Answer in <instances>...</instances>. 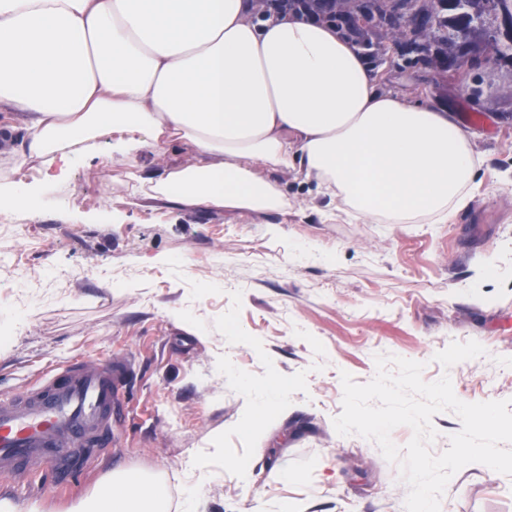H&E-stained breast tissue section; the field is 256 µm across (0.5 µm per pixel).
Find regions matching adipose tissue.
<instances>
[{
	"mask_svg": "<svg viewBox=\"0 0 512 512\" xmlns=\"http://www.w3.org/2000/svg\"><path fill=\"white\" fill-rule=\"evenodd\" d=\"M0 113L25 116L12 172L52 168L108 139L104 169L146 157L157 176L128 198L187 209L277 212L294 171L349 215L435 223L470 203L482 161L442 105L381 90L362 51L290 15L262 24L250 0H0ZM187 145L188 161L162 165ZM166 489L112 470L76 512H161Z\"/></svg>",
	"mask_w": 512,
	"mask_h": 512,
	"instance_id": "ef3b65f1",
	"label": "adipose tissue"
}]
</instances>
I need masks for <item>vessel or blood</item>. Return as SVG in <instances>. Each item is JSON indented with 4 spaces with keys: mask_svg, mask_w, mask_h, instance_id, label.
Here are the masks:
<instances>
[{
    "mask_svg": "<svg viewBox=\"0 0 512 512\" xmlns=\"http://www.w3.org/2000/svg\"><path fill=\"white\" fill-rule=\"evenodd\" d=\"M131 368L112 359L68 361L34 384L0 392V474L22 482L60 472L73 455L111 454Z\"/></svg>",
    "mask_w": 512,
    "mask_h": 512,
    "instance_id": "1",
    "label": "vessel or blood"
}]
</instances>
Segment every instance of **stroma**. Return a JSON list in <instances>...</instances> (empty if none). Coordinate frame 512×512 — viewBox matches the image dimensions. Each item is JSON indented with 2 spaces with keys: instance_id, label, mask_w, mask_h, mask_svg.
<instances>
[{
  "instance_id": "obj_1",
  "label": "stroma",
  "mask_w": 512,
  "mask_h": 512,
  "mask_svg": "<svg viewBox=\"0 0 512 512\" xmlns=\"http://www.w3.org/2000/svg\"><path fill=\"white\" fill-rule=\"evenodd\" d=\"M385 89L436 102L475 133L483 160L469 207L443 224H362L316 183L281 175L283 213L189 210L163 198L99 205L119 165L73 162L32 208L0 212V390L74 357L126 360L130 404L111 455L70 487L50 474L0 480V499L74 512L117 467L166 483L169 512H405L397 464L337 434L341 372L366 383L374 357L450 376L467 403L512 399V57L479 52L438 80L380 71ZM474 340L484 355L443 368L437 352ZM441 512H512V477L473 463Z\"/></svg>"
}]
</instances>
